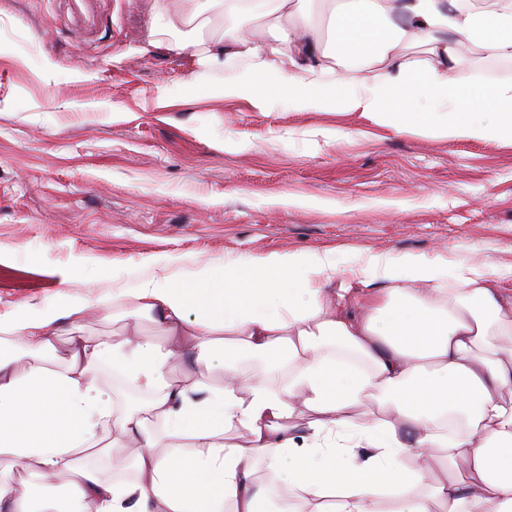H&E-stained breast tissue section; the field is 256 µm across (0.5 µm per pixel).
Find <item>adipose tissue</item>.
Returning a JSON list of instances; mask_svg holds the SVG:
<instances>
[{"mask_svg": "<svg viewBox=\"0 0 512 512\" xmlns=\"http://www.w3.org/2000/svg\"><path fill=\"white\" fill-rule=\"evenodd\" d=\"M289 2L257 0L252 15L269 22L273 37L259 43L240 32V0H152L154 18L195 35L191 43L157 39L165 51L190 52L197 67L191 85H160L159 96L199 91L207 71L221 67L222 95L261 111L283 97L297 111L338 105L373 116L402 101L405 109L388 115L397 131L512 138V83L451 76L463 46L512 58V0L493 9L470 0H322L324 27ZM419 40L426 60H405L400 46ZM277 56L286 66H275ZM329 57L385 69L374 84L348 88L328 79ZM243 59L248 69L238 67ZM510 280L512 268L452 270L414 254L352 275L335 249L215 259L189 283L153 275L128 289L134 316L174 336L166 350L142 339L127 351L88 340L82 297L0 313V512H221L225 500L235 512H256L258 455L287 478L293 496L314 502L313 512H380L385 492L394 512H512ZM62 321L70 324L66 360L52 363ZM218 331L257 354L287 344L296 369L287 391L244 380L231 348H217ZM219 350L221 392L199 398L166 381L173 357L205 364ZM21 359L29 362L22 374ZM105 366L150 393V402L115 413L97 383ZM299 403L317 416L302 449L289 423ZM368 403L380 418L354 422ZM152 416L163 430L147 426ZM236 427L250 432V447L216 444L218 431ZM115 428L143 441L138 482L117 485L78 463L79 451L99 447ZM186 436L198 452L186 451ZM436 449L448 457L440 476L431 465ZM410 456L423 466L408 467ZM20 462L40 480L71 473L64 497L21 493ZM425 484L432 494L415 496Z\"/></svg>", "mask_w": 512, "mask_h": 512, "instance_id": "adipose-tissue-1", "label": "adipose tissue"}]
</instances>
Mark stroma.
I'll list each match as a JSON object with an SVG mask.
<instances>
[{
    "label": "stroma",
    "mask_w": 512,
    "mask_h": 512,
    "mask_svg": "<svg viewBox=\"0 0 512 512\" xmlns=\"http://www.w3.org/2000/svg\"><path fill=\"white\" fill-rule=\"evenodd\" d=\"M153 28L147 0H0V312L70 293L93 302L87 336L163 346L121 291L166 267L185 282L213 258L336 247L355 270L405 254L512 267V140L398 132L336 107L162 99L195 66L157 50ZM44 55L57 78L36 67ZM166 377L221 391L224 357ZM139 453L114 430L80 459L130 483Z\"/></svg>",
    "instance_id": "stroma-1"
}]
</instances>
